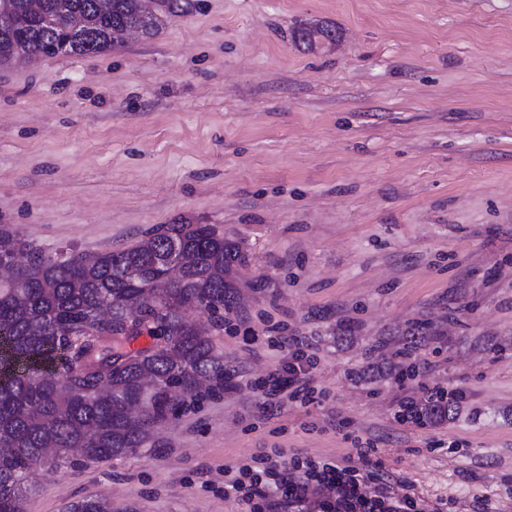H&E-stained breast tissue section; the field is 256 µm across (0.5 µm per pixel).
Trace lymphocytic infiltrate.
<instances>
[{
  "label": "lymphocytic infiltrate",
  "mask_w": 512,
  "mask_h": 512,
  "mask_svg": "<svg viewBox=\"0 0 512 512\" xmlns=\"http://www.w3.org/2000/svg\"><path fill=\"white\" fill-rule=\"evenodd\" d=\"M271 348L281 353V366L260 385L264 406H285L301 400L311 402L315 388L311 372L317 363L314 346L304 336H280ZM353 460L339 463L315 461L283 449L251 457L226 468L224 493L241 501L258 502L261 512H440L404 485L393 491L390 483L374 474L376 450L357 448Z\"/></svg>",
  "instance_id": "obj_1"
}]
</instances>
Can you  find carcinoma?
Here are the masks:
<instances>
[{
  "mask_svg": "<svg viewBox=\"0 0 512 512\" xmlns=\"http://www.w3.org/2000/svg\"><path fill=\"white\" fill-rule=\"evenodd\" d=\"M43 0L39 15L27 0H0L12 34L0 36V65L17 62L33 46L44 54H96L127 30L152 36L179 7L155 14L141 0ZM334 40L320 25L297 29ZM0 257L9 276L0 282V344L22 365L0 383V512H24L35 468L57 469L69 451L92 462L144 447L156 427L182 409L177 394L224 390V354L208 329L187 316L208 312L224 328L237 308L231 272L247 263L241 242L209 224H166L146 242L101 254L72 250L46 256L17 234L0 231ZM148 335L140 349L132 341ZM70 512H112V502L87 497Z\"/></svg>",
  "mask_w": 512,
  "mask_h": 512,
  "instance_id": "obj_1",
  "label": "carcinoma"
}]
</instances>
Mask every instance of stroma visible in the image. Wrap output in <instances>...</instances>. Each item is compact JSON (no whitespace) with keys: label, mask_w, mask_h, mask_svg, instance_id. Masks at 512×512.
<instances>
[{"label":"stroma","mask_w":512,"mask_h":512,"mask_svg":"<svg viewBox=\"0 0 512 512\" xmlns=\"http://www.w3.org/2000/svg\"><path fill=\"white\" fill-rule=\"evenodd\" d=\"M166 224L247 254L212 333L232 388L136 453L31 471L25 512H249L225 468L368 442L429 503L512 512V0H193L154 36L0 66L1 229L94 254ZM277 323L315 342L318 397L268 412ZM435 386L449 418L395 419Z\"/></svg>","instance_id":"stroma-1"}]
</instances>
